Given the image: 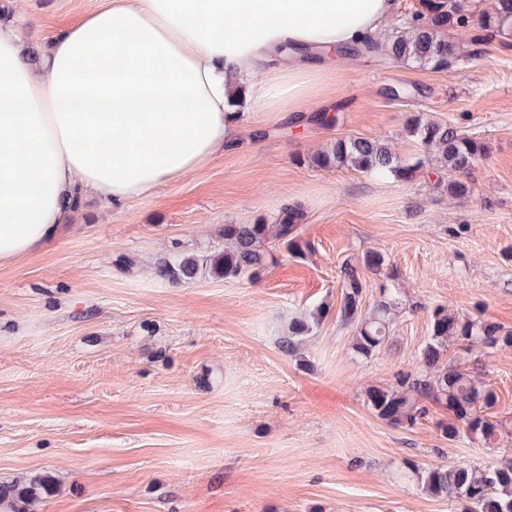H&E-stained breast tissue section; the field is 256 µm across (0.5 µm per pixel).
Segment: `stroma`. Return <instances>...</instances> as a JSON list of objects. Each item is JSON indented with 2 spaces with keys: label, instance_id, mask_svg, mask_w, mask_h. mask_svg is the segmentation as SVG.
Returning a JSON list of instances; mask_svg holds the SVG:
<instances>
[{
  "label": "stroma",
  "instance_id": "stroma-1",
  "mask_svg": "<svg viewBox=\"0 0 512 512\" xmlns=\"http://www.w3.org/2000/svg\"><path fill=\"white\" fill-rule=\"evenodd\" d=\"M103 2L0 0V22L38 51ZM395 86L412 93L392 99ZM318 112L337 124L310 122ZM303 113L250 114L240 144L205 167L121 208L78 207L43 248L0 266V485L47 483L35 512H456L422 472L512 451V435L494 448L444 439L436 406L391 425L366 398L419 370L434 306L512 329V47L447 72L350 61ZM416 115L486 144L470 196L310 162L349 135L421 155L406 132ZM288 204L304 212L300 255L276 247L242 279L157 274L155 261L205 260L224 225ZM369 251L385 256L403 309L365 360L337 316L338 281ZM318 307L320 324L285 353L291 315ZM444 359L475 367L493 416L512 421V349L454 344Z\"/></svg>",
  "mask_w": 512,
  "mask_h": 512
}]
</instances>
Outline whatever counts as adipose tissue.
I'll return each instance as SVG.
<instances>
[{
  "mask_svg": "<svg viewBox=\"0 0 512 512\" xmlns=\"http://www.w3.org/2000/svg\"><path fill=\"white\" fill-rule=\"evenodd\" d=\"M396 5L107 0L35 64L0 27V265L50 240L77 194L123 206L235 147L245 114L299 111L336 47L383 36Z\"/></svg>",
  "mask_w": 512,
  "mask_h": 512,
  "instance_id": "1",
  "label": "adipose tissue"
}]
</instances>
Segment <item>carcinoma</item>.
Listing matches in <instances>:
<instances>
[{
    "mask_svg": "<svg viewBox=\"0 0 512 512\" xmlns=\"http://www.w3.org/2000/svg\"><path fill=\"white\" fill-rule=\"evenodd\" d=\"M458 29L471 32L466 49L448 37L449 31ZM495 42L504 48L512 44V0H491L482 9L470 7L469 0H419V8L383 38L342 47L338 53L414 63L444 72L469 62ZM408 131L420 142L425 156L402 158L379 140L341 136L329 148L313 155L311 162L321 169L350 167L376 178L391 176L403 183L440 171L448 175L449 195L467 197L471 193L474 162L484 153L485 146L446 123L420 116L410 120ZM303 218L300 208L287 205L273 224L260 218L252 224L224 225V249L210 256V273L235 279L260 269L274 259L264 245L271 239L288 248L296 245ZM384 265L382 253L369 251L363 258L364 271L348 263L341 266L338 316L345 324L357 323L353 350L364 359L381 352L400 309L398 296L381 283L374 306L368 314L361 315V301L370 287L365 273L379 275ZM199 268V261L191 256L160 264V272L175 279L192 278ZM323 315V309L317 308L293 316L281 348L289 354L296 352L302 337L313 332ZM454 343L485 353L512 348V329L437 306L430 313V335L420 352V371L400 373L393 385L369 389L367 400L380 419L396 426L412 427L428 414L429 407L439 406L449 413L448 420L438 423L443 438L456 441L465 437L488 447L507 429L508 420L487 415L497 398L481 377L460 364L443 362V355ZM422 486L432 495H446L448 500L462 504L463 512H512V455L484 464L431 468L424 473Z\"/></svg>",
    "mask_w": 512,
    "mask_h": 512,
    "instance_id": "carcinoma-1",
    "label": "carcinoma"
}]
</instances>
